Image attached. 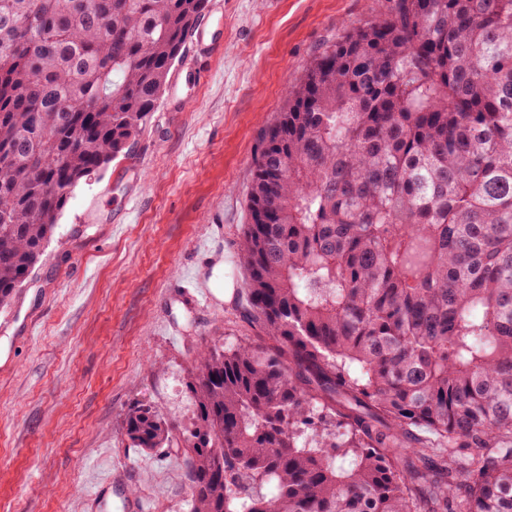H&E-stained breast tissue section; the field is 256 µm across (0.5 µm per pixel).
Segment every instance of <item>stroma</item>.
<instances>
[{"mask_svg": "<svg viewBox=\"0 0 512 512\" xmlns=\"http://www.w3.org/2000/svg\"><path fill=\"white\" fill-rule=\"evenodd\" d=\"M378 8L377 0H208L202 21L223 29L224 44L209 55L187 44L127 151L136 176L123 177L120 157L81 182L30 278L0 308V512H88L104 447L129 467L149 512H180L188 496L180 452L134 447L122 418L141 402L189 425L185 382L198 350L256 336L235 297L257 134L314 54ZM175 96L186 99L184 111L171 109ZM126 210L130 223L112 231ZM217 213L218 303L200 316L165 291L197 262ZM169 322L179 337L167 336Z\"/></svg>", "mask_w": 512, "mask_h": 512, "instance_id": "35a3bbf8", "label": "stroma"}]
</instances>
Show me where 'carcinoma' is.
<instances>
[{"instance_id":"carcinoma-1","label":"carcinoma","mask_w":512,"mask_h":512,"mask_svg":"<svg viewBox=\"0 0 512 512\" xmlns=\"http://www.w3.org/2000/svg\"><path fill=\"white\" fill-rule=\"evenodd\" d=\"M206 0H0V307L154 111ZM258 336L200 351L192 512H512V0H383L262 128Z\"/></svg>"}]
</instances>
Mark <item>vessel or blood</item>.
<instances>
[{
  "label": "vessel or blood",
  "instance_id": "vessel-or-blood-1",
  "mask_svg": "<svg viewBox=\"0 0 512 512\" xmlns=\"http://www.w3.org/2000/svg\"><path fill=\"white\" fill-rule=\"evenodd\" d=\"M201 252L205 255V266L191 267L184 271L173 283L174 295L186 300L190 309L205 311L215 305V295L209 281L214 267L224 261V235L215 233L204 239ZM130 471L123 465L113 466L107 476L89 495L92 512H145L144 501L128 490Z\"/></svg>",
  "mask_w": 512,
  "mask_h": 512
}]
</instances>
